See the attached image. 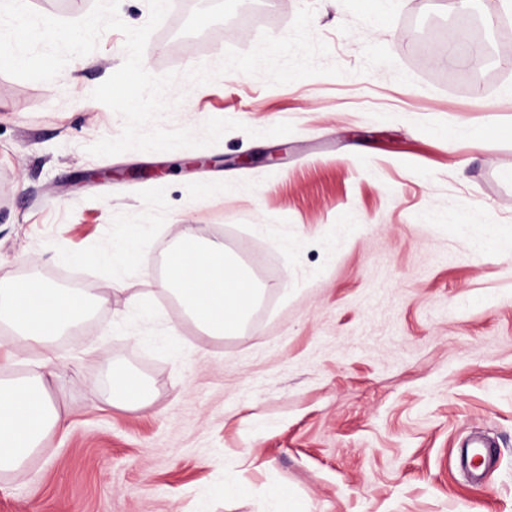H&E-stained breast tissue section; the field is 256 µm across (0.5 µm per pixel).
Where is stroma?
<instances>
[{"mask_svg":"<svg viewBox=\"0 0 512 512\" xmlns=\"http://www.w3.org/2000/svg\"><path fill=\"white\" fill-rule=\"evenodd\" d=\"M306 3L344 75L184 81L167 120L257 138L89 155L123 126L90 97L123 63L115 30L56 89L0 73V274L90 303L56 341L68 427L0 476V512H278L274 487L297 512H512V6L473 0L491 58L475 81L419 50L443 38L447 0H394L379 20L370 0H172L144 60L216 66ZM281 122L294 132L263 136ZM460 214L495 240L459 232ZM129 224L137 260L116 276L93 257ZM183 224L262 269L272 307L242 335L206 336L158 291ZM116 367L145 381V406H112ZM474 434L492 441L479 483L459 463ZM240 479L248 494L219 495Z\"/></svg>","mask_w":512,"mask_h":512,"instance_id":"1","label":"stroma"}]
</instances>
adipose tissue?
I'll use <instances>...</instances> for the list:
<instances>
[{
  "mask_svg": "<svg viewBox=\"0 0 512 512\" xmlns=\"http://www.w3.org/2000/svg\"><path fill=\"white\" fill-rule=\"evenodd\" d=\"M158 288L202 332L220 339L242 333L262 295L254 275L226 252L223 242L200 239L189 225L182 226L167 253ZM84 312L82 295L50 287L35 274L0 287V323L11 330L0 350L9 359L27 347L43 351L41 372L0 379L1 474L23 473L44 437L64 428L66 420L48 387L56 374L52 343Z\"/></svg>",
  "mask_w": 512,
  "mask_h": 512,
  "instance_id": "obj_1",
  "label": "adipose tissue"
}]
</instances>
